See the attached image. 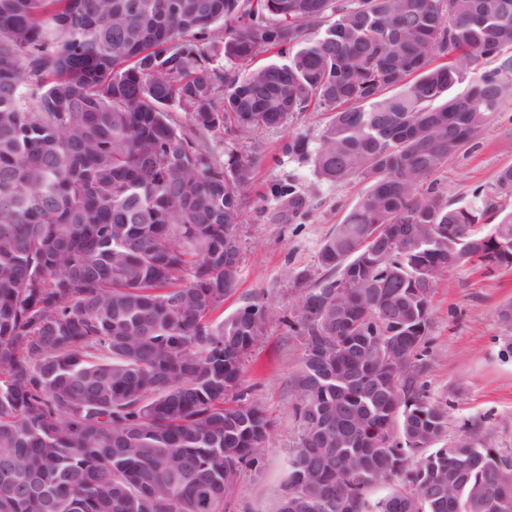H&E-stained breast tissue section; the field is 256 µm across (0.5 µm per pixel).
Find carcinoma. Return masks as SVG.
I'll list each match as a JSON object with an SVG mask.
<instances>
[{"label":"carcinoma","instance_id":"obj_1","mask_svg":"<svg viewBox=\"0 0 512 512\" xmlns=\"http://www.w3.org/2000/svg\"><path fill=\"white\" fill-rule=\"evenodd\" d=\"M509 50L512 0H0V512H226L224 474L271 437L240 389L271 314L214 316L256 159L211 137L322 110L288 152L369 187L293 282L279 512H512V448L478 421L443 443L425 384L433 286L464 254L512 266V166L467 205L439 179L512 97V56L453 89ZM269 193L304 216L293 183Z\"/></svg>","mask_w":512,"mask_h":512}]
</instances>
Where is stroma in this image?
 <instances>
[{
  "mask_svg": "<svg viewBox=\"0 0 512 512\" xmlns=\"http://www.w3.org/2000/svg\"><path fill=\"white\" fill-rule=\"evenodd\" d=\"M327 118L306 112L277 128L245 135L216 134L217 162L228 154L255 155L257 186L295 180L307 195V215L290 223L286 204L250 194L243 203L239 228L243 253L239 286L221 311L230 315L247 299L262 298L272 319L249 353L242 386L272 422L271 439L258 467L243 470L229 512H277L287 474L288 448L298 431L293 407L298 399L294 376L302 353L298 337L280 320L295 311L299 294L292 286L302 269L317 271V256L329 231L366 193L355 180L342 186L319 182L310 162L289 153L288 143L304 135L317 147ZM512 165V99L505 100L488 124L481 145L459 156L442 174L450 198L469 203L475 188L494 181ZM512 303V267L485 272L467 265L449 269L432 295L431 369L434 399L451 404L449 437L463 420L482 423L480 436L491 448H512V323L499 310Z\"/></svg>",
  "mask_w": 512,
  "mask_h": 512,
  "instance_id": "35a3bbf8",
  "label": "stroma"
}]
</instances>
